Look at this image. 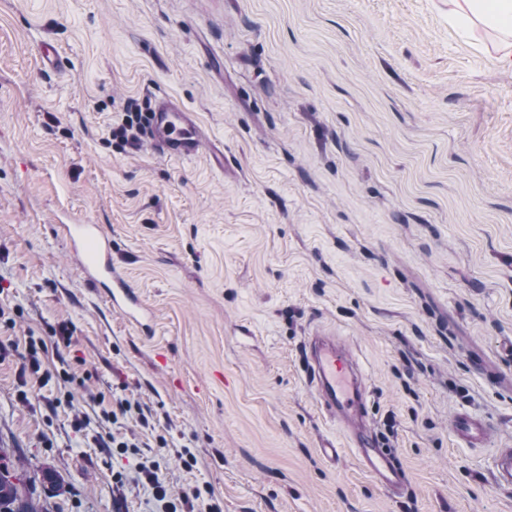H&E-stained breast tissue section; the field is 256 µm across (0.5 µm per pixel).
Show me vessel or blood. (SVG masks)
Instances as JSON below:
<instances>
[{"mask_svg": "<svg viewBox=\"0 0 512 512\" xmlns=\"http://www.w3.org/2000/svg\"><path fill=\"white\" fill-rule=\"evenodd\" d=\"M147 137L167 159L189 160L204 154L213 167L224 166L223 149L201 135L194 112L172 99H157L150 113ZM66 231L87 279L102 287L109 305L121 311L129 323L149 331L147 309L113 268L110 242L100 226L70 224ZM302 362L320 405L332 419L350 425L353 414L365 409L368 397L362 369L351 351L337 342L332 332L319 329L308 337ZM454 431L458 440L470 448L484 447L493 435L487 420L466 411L457 415ZM349 438L359 463L371 478L387 487L403 483L405 473L396 462L394 450L377 435L351 427ZM493 469L497 485L512 487V448L496 449Z\"/></svg>", "mask_w": 512, "mask_h": 512, "instance_id": "1", "label": "vessel or blood"}]
</instances>
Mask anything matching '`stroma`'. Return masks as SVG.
<instances>
[{
    "instance_id": "obj_1",
    "label": "stroma",
    "mask_w": 512,
    "mask_h": 512,
    "mask_svg": "<svg viewBox=\"0 0 512 512\" xmlns=\"http://www.w3.org/2000/svg\"><path fill=\"white\" fill-rule=\"evenodd\" d=\"M451 9L0 0V342L58 345L26 401L0 353V447L62 475L50 512H157L137 455L200 490L194 512H512L492 468L512 448V66ZM160 96L198 113L223 170L117 136L126 102ZM67 224L101 226L151 334L88 281ZM317 327L359 353L376 432L395 414L404 487L360 468L308 387ZM115 398L145 420L112 419ZM465 410L490 446L458 442Z\"/></svg>"
}]
</instances>
